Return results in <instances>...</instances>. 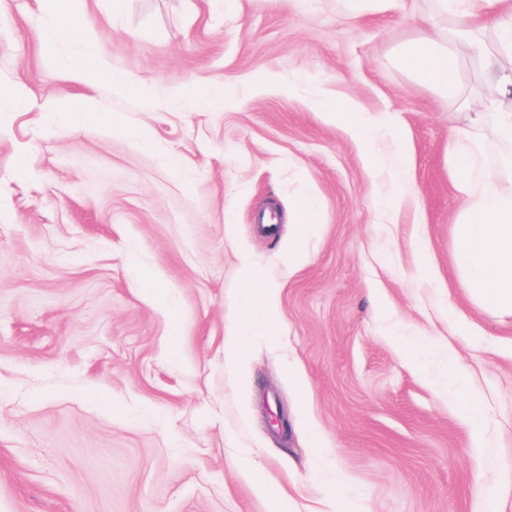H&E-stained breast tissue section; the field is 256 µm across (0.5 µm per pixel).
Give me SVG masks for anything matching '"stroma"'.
<instances>
[{
    "instance_id": "obj_1",
    "label": "stroma",
    "mask_w": 512,
    "mask_h": 512,
    "mask_svg": "<svg viewBox=\"0 0 512 512\" xmlns=\"http://www.w3.org/2000/svg\"><path fill=\"white\" fill-rule=\"evenodd\" d=\"M53 22L0 0V512H271L258 476L288 512H512V316L476 306L452 259L448 151L478 137L509 197L512 144L459 106L492 87L466 48L453 96L399 63L454 17L434 0H80L85 39L48 51ZM79 55L151 104L74 75ZM219 88L231 108L208 107ZM337 98L379 119L372 140L324 110ZM86 101L126 133L79 119ZM308 199L319 224L292 263L296 224L255 216ZM247 266L278 332L254 315L231 363Z\"/></svg>"
}]
</instances>
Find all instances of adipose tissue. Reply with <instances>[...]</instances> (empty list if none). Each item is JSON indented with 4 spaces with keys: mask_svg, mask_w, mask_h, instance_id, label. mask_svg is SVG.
<instances>
[{
    "mask_svg": "<svg viewBox=\"0 0 512 512\" xmlns=\"http://www.w3.org/2000/svg\"><path fill=\"white\" fill-rule=\"evenodd\" d=\"M63 0H39L42 12L53 15L55 25L41 35L45 46L77 41L83 31L75 13ZM442 13H452L460 26L497 29L500 52H512V0H437ZM401 61L421 82L444 93H453L458 55L440 36L429 35L408 45ZM482 146L477 139L456 137L449 156L466 219L456 233L454 258L464 260L473 276L467 284L470 299L487 311L512 315V198L499 195L489 172L480 165ZM243 307L240 325H247L255 312L274 324L275 311L259 276L245 272L242 279Z\"/></svg>",
    "mask_w": 512,
    "mask_h": 512,
    "instance_id": "1",
    "label": "adipose tissue"
}]
</instances>
